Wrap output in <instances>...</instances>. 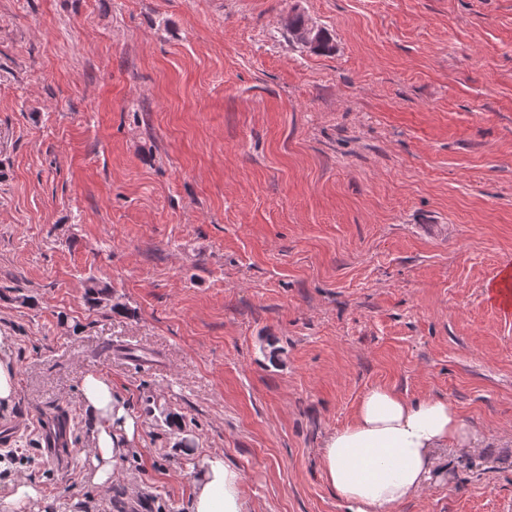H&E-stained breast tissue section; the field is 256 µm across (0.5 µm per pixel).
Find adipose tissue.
Masks as SVG:
<instances>
[{
  "instance_id": "adipose-tissue-1",
  "label": "adipose tissue",
  "mask_w": 512,
  "mask_h": 512,
  "mask_svg": "<svg viewBox=\"0 0 512 512\" xmlns=\"http://www.w3.org/2000/svg\"><path fill=\"white\" fill-rule=\"evenodd\" d=\"M82 398L92 423L83 453L85 477L105 487L121 478V462L140 424L124 397L101 375H86ZM473 440L470 427L448 401L411 402L390 388L375 387L361 398L354 420L325 440L322 476L353 512H387L431 481L437 449L466 448ZM189 478L188 512H245L242 476L225 464L223 455H202ZM71 509V503L46 497L40 487L24 480L0 497V512Z\"/></svg>"
}]
</instances>
